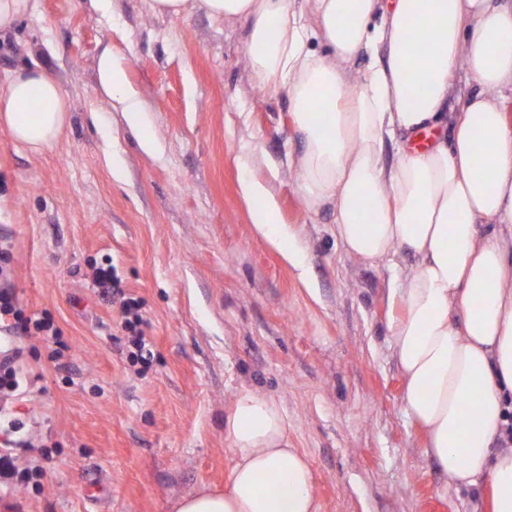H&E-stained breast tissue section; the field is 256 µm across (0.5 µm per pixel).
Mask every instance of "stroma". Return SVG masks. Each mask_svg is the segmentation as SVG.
<instances>
[{
    "mask_svg": "<svg viewBox=\"0 0 512 512\" xmlns=\"http://www.w3.org/2000/svg\"><path fill=\"white\" fill-rule=\"evenodd\" d=\"M245 29L202 8L158 17L148 0H30L0 32V82L37 65L70 105L42 153L0 130V272L69 346L55 363L40 339L14 343L29 392L0 408L32 444L20 467L48 469L0 512H170L223 489L224 412L242 389L283 408L321 512H491L487 492L445 488L425 457L390 342L397 281L337 246L330 211L307 212L288 164L303 135L287 92L246 62ZM107 52L143 128L101 86ZM246 178L268 187L300 266L255 234ZM105 263L143 303L148 366L129 361L119 306L92 285Z\"/></svg>",
    "mask_w": 512,
    "mask_h": 512,
    "instance_id": "35a3bbf8",
    "label": "stroma"
}]
</instances>
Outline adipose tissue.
Listing matches in <instances>:
<instances>
[{
  "label": "adipose tissue",
  "mask_w": 512,
  "mask_h": 512,
  "mask_svg": "<svg viewBox=\"0 0 512 512\" xmlns=\"http://www.w3.org/2000/svg\"><path fill=\"white\" fill-rule=\"evenodd\" d=\"M203 5L246 22L251 68L287 90L305 146L298 188L312 213L331 210L342 249L383 260L403 309L390 326L404 378L403 410L425 453L458 489L488 487L491 512H512V7L496 0H149L153 14ZM432 48L412 49L416 33ZM323 43L325 52L315 50ZM383 51L361 82L358 56ZM100 78L129 125L145 107L110 58ZM69 112L59 83L33 67L0 83V129L39 152ZM434 145L409 146L422 129ZM399 143L394 164L385 141ZM252 224L289 245L267 187L246 179ZM413 263H405L404 253ZM231 468L223 490L201 488L172 512H321L309 458L288 440L283 408L236 394L224 418Z\"/></svg>",
  "instance_id": "ef3b65f1"
}]
</instances>
